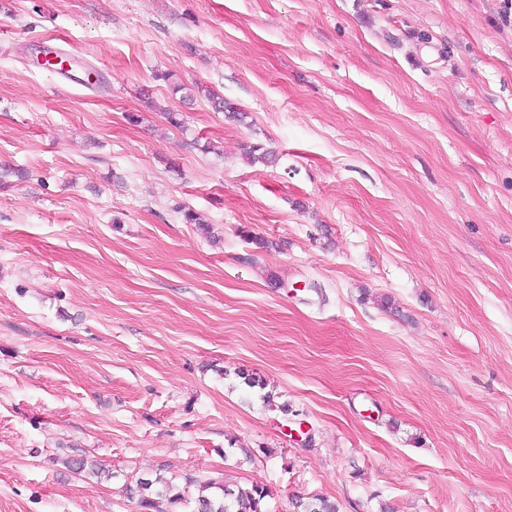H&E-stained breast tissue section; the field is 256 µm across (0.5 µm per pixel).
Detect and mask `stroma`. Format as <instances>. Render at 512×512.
Masks as SVG:
<instances>
[{"instance_id":"obj_1","label":"stroma","mask_w":512,"mask_h":512,"mask_svg":"<svg viewBox=\"0 0 512 512\" xmlns=\"http://www.w3.org/2000/svg\"><path fill=\"white\" fill-rule=\"evenodd\" d=\"M154 475L512 512V0H0V512ZM41 52H39V57L41 56V59L44 60L46 58H53L55 56H59L61 58H67L68 62L64 67H61L60 69L56 70L57 80L61 85L64 86H81V87H90L89 81L84 77H79L75 74L76 68L73 67L69 63L70 60L77 61L75 56H72L66 52V50L58 45H45L41 46Z\"/></svg>"}]
</instances>
